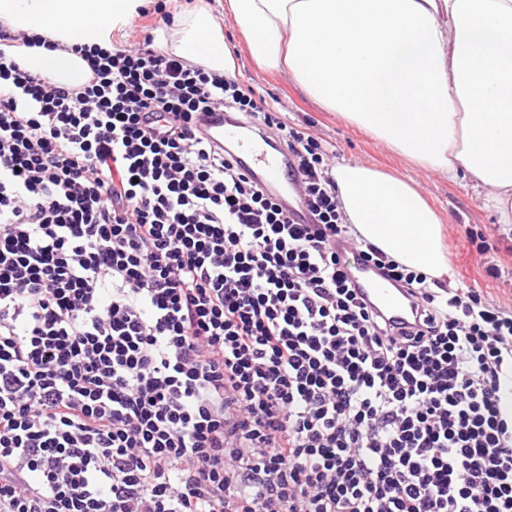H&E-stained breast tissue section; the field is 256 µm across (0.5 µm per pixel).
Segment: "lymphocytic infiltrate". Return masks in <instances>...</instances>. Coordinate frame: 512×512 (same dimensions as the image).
I'll use <instances>...</instances> for the list:
<instances>
[{"mask_svg":"<svg viewBox=\"0 0 512 512\" xmlns=\"http://www.w3.org/2000/svg\"><path fill=\"white\" fill-rule=\"evenodd\" d=\"M0 25V512H512V314L364 241L252 89ZM276 130L312 223L199 135ZM409 295L396 326L337 244Z\"/></svg>","mask_w":512,"mask_h":512,"instance_id":"obj_1","label":"lymphocytic infiltrate"}]
</instances>
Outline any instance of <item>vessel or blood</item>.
Wrapping results in <instances>:
<instances>
[{
	"label": "vessel or blood",
	"instance_id": "1",
	"mask_svg": "<svg viewBox=\"0 0 512 512\" xmlns=\"http://www.w3.org/2000/svg\"><path fill=\"white\" fill-rule=\"evenodd\" d=\"M198 126L206 138L223 146L258 183L277 196L293 223H307V212L288 175L291 160L277 142L248 136L247 124L221 112L201 116ZM343 258L348 263V274L353 284L361 288L385 317L396 323L413 317L415 307L402 290L394 288L360 264L354 250L344 249Z\"/></svg>",
	"mask_w": 512,
	"mask_h": 512
}]
</instances>
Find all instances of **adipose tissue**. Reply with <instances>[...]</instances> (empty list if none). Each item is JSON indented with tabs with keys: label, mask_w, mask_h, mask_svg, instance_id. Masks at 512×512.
<instances>
[{
	"label": "adipose tissue",
	"mask_w": 512,
	"mask_h": 512,
	"mask_svg": "<svg viewBox=\"0 0 512 512\" xmlns=\"http://www.w3.org/2000/svg\"><path fill=\"white\" fill-rule=\"evenodd\" d=\"M138 0H0L13 31L58 41L23 64L75 87L86 64L70 47L104 43ZM254 64L282 71L324 109L421 168L465 178L512 223V0H225ZM158 41L227 76L236 61L213 17L178 15ZM346 223L410 270L447 276L437 214L408 181L358 163L336 166Z\"/></svg>",
	"instance_id": "adipose-tissue-1"
}]
</instances>
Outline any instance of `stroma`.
Instances as JSON below:
<instances>
[{"mask_svg":"<svg viewBox=\"0 0 512 512\" xmlns=\"http://www.w3.org/2000/svg\"><path fill=\"white\" fill-rule=\"evenodd\" d=\"M220 23L227 46L234 50L237 77L262 94L270 107L281 112L290 126L311 134L329 154L330 165L361 163L413 180L444 221L452 286L478 288L512 312V232L499 224L498 216L485 208L482 196L465 179L428 171L387 147L337 113L310 99L287 75L259 70L249 58L234 20L224 12V0L206 6ZM486 239L485 255H478L475 242ZM498 266L501 275H488V266Z\"/></svg>","mask_w":512,"mask_h":512,"instance_id":"obj_1","label":"stroma"}]
</instances>
